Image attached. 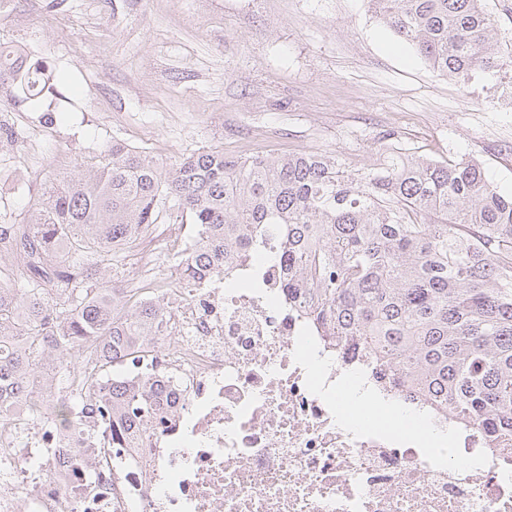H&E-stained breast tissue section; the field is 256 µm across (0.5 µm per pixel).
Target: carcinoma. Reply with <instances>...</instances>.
Segmentation results:
<instances>
[{
    "label": "carcinoma",
    "mask_w": 512,
    "mask_h": 512,
    "mask_svg": "<svg viewBox=\"0 0 512 512\" xmlns=\"http://www.w3.org/2000/svg\"><path fill=\"white\" fill-rule=\"evenodd\" d=\"M385 30L441 76L512 71L497 48L498 20L483 0H367ZM0 86L32 97L49 85L40 67L9 50ZM191 219L179 275L221 276L258 251L256 228L280 227L285 287L338 348L364 351L386 390L429 405L490 442L512 440V194L470 158L437 161L388 146L376 164L350 170L333 153L227 158L201 152L171 167L114 142L101 162L53 184L24 224L0 228L23 258L0 283V410L30 403L34 386L76 383L54 413L99 429L147 428L161 394L109 367L147 362L164 339L158 298L102 286L101 270L157 223L162 197Z\"/></svg>",
    "instance_id": "cac0c4a2"
}]
</instances>
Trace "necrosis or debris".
<instances>
[{"mask_svg":"<svg viewBox=\"0 0 512 512\" xmlns=\"http://www.w3.org/2000/svg\"><path fill=\"white\" fill-rule=\"evenodd\" d=\"M266 260L185 280L151 376L159 416L100 455L93 411L77 427H32L26 407L0 412V512H512V458L482 430L414 409L384 391L353 408L371 380L359 354L336 350L291 304L279 239Z\"/></svg>","mask_w":512,"mask_h":512,"instance_id":"1","label":"necrosis or debris"}]
</instances>
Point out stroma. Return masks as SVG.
I'll return each mask as SVG.
<instances>
[{"label":"stroma","mask_w":512,"mask_h":512,"mask_svg":"<svg viewBox=\"0 0 512 512\" xmlns=\"http://www.w3.org/2000/svg\"><path fill=\"white\" fill-rule=\"evenodd\" d=\"M0 43L56 80L0 91V226L20 224L74 166L112 142L167 164L203 151H328L354 170L393 142L479 161L512 194V85L440 76L396 43L365 0H5ZM190 219L172 198L143 247L104 273L119 286L177 285Z\"/></svg>","instance_id":"obj_1"}]
</instances>
